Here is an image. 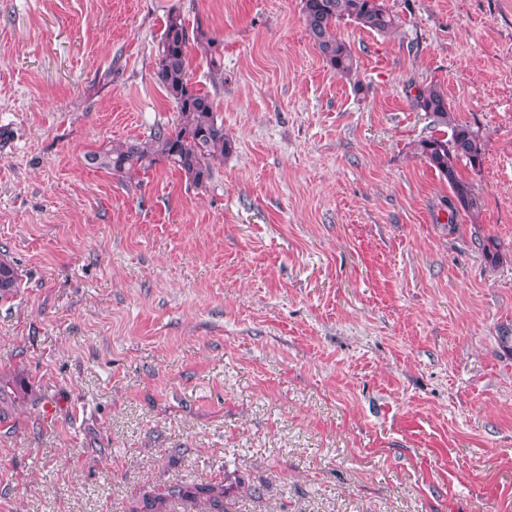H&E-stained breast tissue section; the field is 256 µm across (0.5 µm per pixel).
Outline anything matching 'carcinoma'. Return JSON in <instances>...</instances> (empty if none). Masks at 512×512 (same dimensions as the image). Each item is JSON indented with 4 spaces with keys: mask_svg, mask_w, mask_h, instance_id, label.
I'll return each instance as SVG.
<instances>
[{
    "mask_svg": "<svg viewBox=\"0 0 512 512\" xmlns=\"http://www.w3.org/2000/svg\"><path fill=\"white\" fill-rule=\"evenodd\" d=\"M305 30L323 61L341 78L350 77L357 69L352 47L336 35L342 22L386 35L397 31V16L385 0H301ZM205 58L209 71L217 76L224 70L218 54L219 39L202 26L188 32L185 20L177 12L168 14L157 46V81L175 103L178 120L174 129L159 128L144 141H128L113 145L103 152L86 156V161L125 178L146 172L161 161L180 170L189 182L204 187L214 174L215 164L233 151V142L224 134L214 98L190 83L189 44ZM414 106L431 118L437 134L418 140L414 151L448 183V222L460 214L476 219L482 210V200L472 182L458 169L466 161L472 170L480 169L484 144L469 125L457 121L448 105V97L438 84L417 88ZM14 267L0 261V299L8 297L17 287ZM12 387L23 402L28 392L18 384L0 381V422L9 419L10 409L4 405L6 388ZM224 486L209 483H174L162 492H143L134 499L128 512H171L168 505L180 502L183 512H229L225 505Z\"/></svg>",
    "mask_w": 512,
    "mask_h": 512,
    "instance_id": "cac0c4a2",
    "label": "carcinoma"
}]
</instances>
